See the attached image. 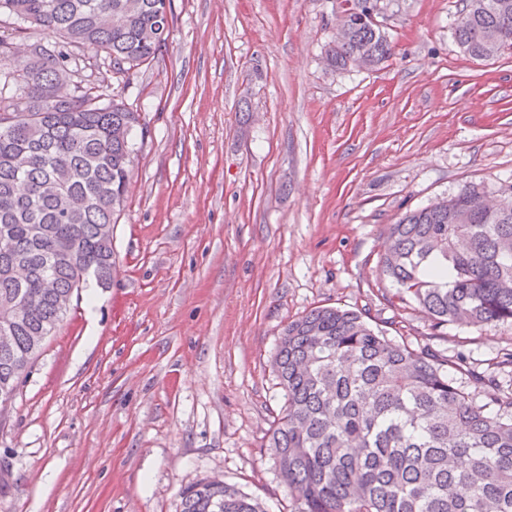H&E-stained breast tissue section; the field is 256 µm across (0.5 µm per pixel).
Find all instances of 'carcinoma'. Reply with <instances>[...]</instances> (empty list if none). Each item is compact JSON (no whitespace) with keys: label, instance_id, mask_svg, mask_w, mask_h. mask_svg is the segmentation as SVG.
Here are the masks:
<instances>
[{"label":"carcinoma","instance_id":"cac0c4a2","mask_svg":"<svg viewBox=\"0 0 512 512\" xmlns=\"http://www.w3.org/2000/svg\"><path fill=\"white\" fill-rule=\"evenodd\" d=\"M0 0L8 13L53 38L38 43L47 64L33 73L5 53L0 81L24 96L0 95V326L5 304L38 295L0 349V384L17 385L42 344L64 321L59 304L112 279V244L100 234L127 199L131 139L112 129L140 125V113L104 99L98 86L55 95L76 73V52L126 76L161 52L155 4L139 0ZM343 30L326 51L344 68L375 66L393 53L386 32L365 18L362 0H346ZM464 52L497 55L512 45V0H467L455 27ZM494 204L465 185L450 198L405 212L389 225L379 273L426 312L431 327L483 328L512 323V184ZM483 389L478 404L454 386L445 366ZM285 392L267 447L301 512H512V383L503 385L467 358L450 361L427 345L395 341L360 311L318 306L284 328L272 360ZM467 493H458L459 487ZM181 512H265L233 485L202 479L181 492Z\"/></svg>","mask_w":512,"mask_h":512}]
</instances>
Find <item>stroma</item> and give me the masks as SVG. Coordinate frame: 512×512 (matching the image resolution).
<instances>
[{"mask_svg":"<svg viewBox=\"0 0 512 512\" xmlns=\"http://www.w3.org/2000/svg\"><path fill=\"white\" fill-rule=\"evenodd\" d=\"M152 65L78 77L138 108L110 288L83 290L0 422V512H181L217 477L299 512L266 443L289 321L346 306L495 371L512 324L435 332L377 269L388 227L512 182V47L470 57L465 0H383L394 51L328 66L340 0H170Z\"/></svg>","mask_w":512,"mask_h":512,"instance_id":"35a3bbf8","label":"stroma"}]
</instances>
